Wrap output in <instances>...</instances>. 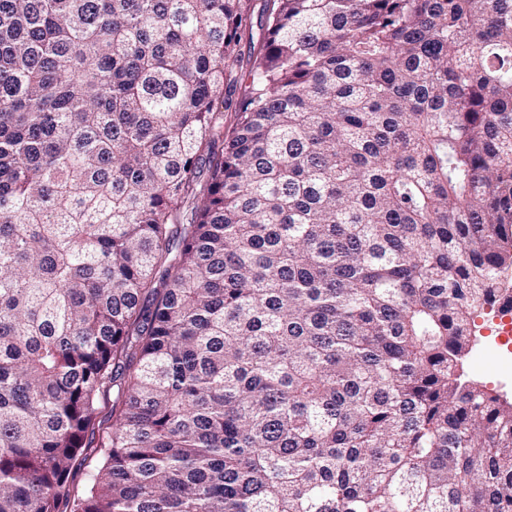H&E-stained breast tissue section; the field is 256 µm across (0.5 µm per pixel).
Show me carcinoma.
Returning <instances> with one entry per match:
<instances>
[{"instance_id":"1","label":"carcinoma","mask_w":512,"mask_h":512,"mask_svg":"<svg viewBox=\"0 0 512 512\" xmlns=\"http://www.w3.org/2000/svg\"><path fill=\"white\" fill-rule=\"evenodd\" d=\"M511 267L512 0H0V512H512ZM495 308H487L475 319L481 327L478 341L473 345L471 352L464 358L463 370L467 379L476 380L486 386L488 392L499 393L512 401V348H507L512 335V313L510 311L501 314L500 336L504 346L496 344L494 335L486 332L492 326V318Z\"/></svg>"}]
</instances>
